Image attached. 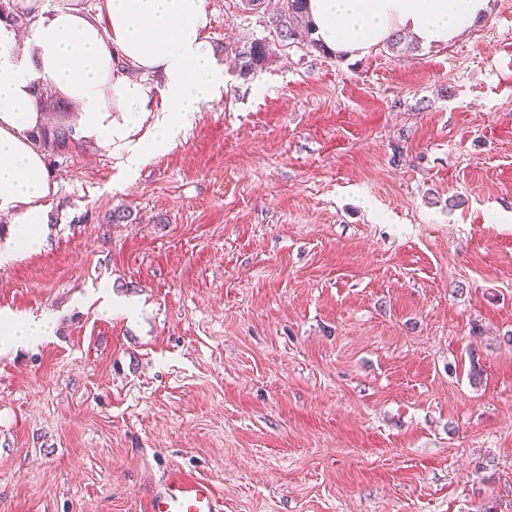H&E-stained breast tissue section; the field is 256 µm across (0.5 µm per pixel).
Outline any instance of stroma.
I'll use <instances>...</instances> for the list:
<instances>
[{"label": "stroma", "mask_w": 512, "mask_h": 512, "mask_svg": "<svg viewBox=\"0 0 512 512\" xmlns=\"http://www.w3.org/2000/svg\"><path fill=\"white\" fill-rule=\"evenodd\" d=\"M206 2L223 97L133 177L72 138L0 264V314L54 321L0 350V512H144L176 471L224 512H512V0L246 79L267 15ZM270 44L266 40H255L236 48L235 54L239 61V74L244 78L262 68L270 54Z\"/></svg>", "instance_id": "obj_1"}]
</instances>
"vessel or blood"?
<instances>
[{
    "instance_id": "b4317fda",
    "label": "vessel or blood",
    "mask_w": 512,
    "mask_h": 512,
    "mask_svg": "<svg viewBox=\"0 0 512 512\" xmlns=\"http://www.w3.org/2000/svg\"><path fill=\"white\" fill-rule=\"evenodd\" d=\"M146 512H224V501L212 481L175 473L148 494Z\"/></svg>"
}]
</instances>
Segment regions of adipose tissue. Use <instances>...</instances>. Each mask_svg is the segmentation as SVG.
I'll list each match as a JSON object with an SVG mask.
<instances>
[{
	"mask_svg": "<svg viewBox=\"0 0 512 512\" xmlns=\"http://www.w3.org/2000/svg\"><path fill=\"white\" fill-rule=\"evenodd\" d=\"M314 37L333 54L354 57L398 33L425 47L445 46L483 19L489 0H305ZM37 15L27 45L10 15H0V213L11 234L0 263L44 244L47 200L56 189L38 146V108L50 86L78 112L83 138L122 155L126 174L180 140L195 112L224 92V68L209 39L206 0H101L96 16L80 8ZM162 78L153 92L148 75ZM46 316L0 315V335L22 345L51 335Z\"/></svg>",
	"mask_w": 512,
	"mask_h": 512,
	"instance_id": "adipose-tissue-1",
	"label": "adipose tissue"
}]
</instances>
